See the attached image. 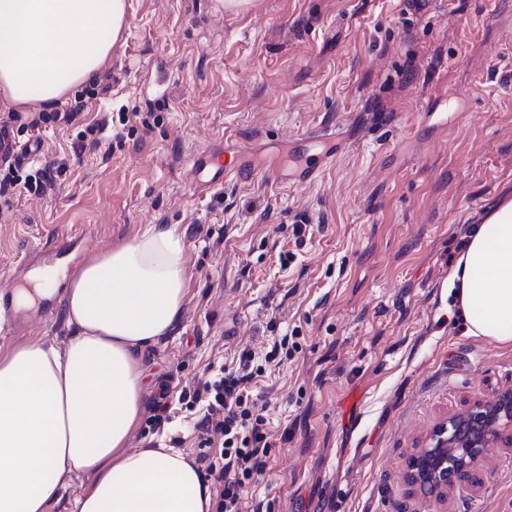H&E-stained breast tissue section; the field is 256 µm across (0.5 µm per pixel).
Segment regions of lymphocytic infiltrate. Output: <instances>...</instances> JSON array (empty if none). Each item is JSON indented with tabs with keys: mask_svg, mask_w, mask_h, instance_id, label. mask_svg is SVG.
<instances>
[{
	"mask_svg": "<svg viewBox=\"0 0 512 512\" xmlns=\"http://www.w3.org/2000/svg\"><path fill=\"white\" fill-rule=\"evenodd\" d=\"M86 108V101L78 100L63 112H1L0 125H17L33 132L50 122L69 126ZM263 371V365L244 353L235 367L221 369L179 396L187 408L202 410L194 429L206 450L194 463L219 487L216 512H248L247 488L265 471L271 443L265 419L249 390Z\"/></svg>",
	"mask_w": 512,
	"mask_h": 512,
	"instance_id": "lymphocytic-infiltrate-1",
	"label": "lymphocytic infiltrate"
}]
</instances>
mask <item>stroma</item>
Instances as JSON below:
<instances>
[{
	"label": "stroma",
	"instance_id": "35a3bbf8",
	"mask_svg": "<svg viewBox=\"0 0 512 512\" xmlns=\"http://www.w3.org/2000/svg\"><path fill=\"white\" fill-rule=\"evenodd\" d=\"M512 0H127L126 28L80 121L42 128L30 168L64 161L52 195H0V278L43 246L84 236L95 259L144 224L184 234L182 322L148 348L143 409L167 392L172 420L139 422L126 447L192 459L200 440L181 390L263 362L294 335L299 352L251 384L273 446L249 487L263 512H512V447L424 497L408 460L442 418L512 387V347L466 335L448 271L477 216L512 194ZM467 110L418 123L439 94ZM149 112L150 128L105 114ZM339 126L348 140L311 179L227 175L203 191L191 158L224 139L242 154ZM306 222L304 237L293 226ZM292 254L289 265L280 257ZM234 325L225 335V325ZM60 295L13 314L0 348L64 346Z\"/></svg>",
	"mask_w": 512,
	"mask_h": 512
}]
</instances>
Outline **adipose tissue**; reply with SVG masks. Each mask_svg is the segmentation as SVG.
Wrapping results in <instances>:
<instances>
[{
  "label": "adipose tissue",
  "mask_w": 512,
  "mask_h": 512,
  "mask_svg": "<svg viewBox=\"0 0 512 512\" xmlns=\"http://www.w3.org/2000/svg\"><path fill=\"white\" fill-rule=\"evenodd\" d=\"M126 0H0V99L55 106L112 53ZM448 285L467 335L512 345V209L476 225ZM187 250L174 224H145L65 290L64 347L0 351V512H47L64 475L93 485L72 512H212L196 469L167 448L125 451L139 419V359L178 328Z\"/></svg>",
  "instance_id": "adipose-tissue-1"
}]
</instances>
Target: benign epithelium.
<instances>
[{"label":"benign epithelium","mask_w":512,"mask_h":512,"mask_svg":"<svg viewBox=\"0 0 512 512\" xmlns=\"http://www.w3.org/2000/svg\"><path fill=\"white\" fill-rule=\"evenodd\" d=\"M512 428V389L489 402L478 401L464 413L438 422L425 447L409 460L406 479L427 494L443 498L454 479L481 460Z\"/></svg>","instance_id":"1"}]
</instances>
